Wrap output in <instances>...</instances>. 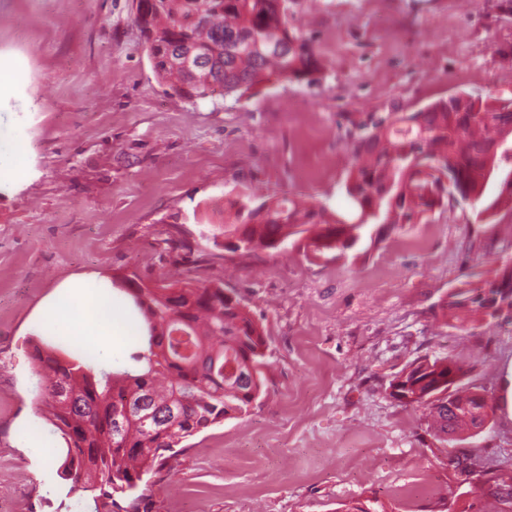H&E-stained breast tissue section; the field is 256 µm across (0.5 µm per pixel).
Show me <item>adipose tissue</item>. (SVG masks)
<instances>
[{"mask_svg":"<svg viewBox=\"0 0 512 512\" xmlns=\"http://www.w3.org/2000/svg\"><path fill=\"white\" fill-rule=\"evenodd\" d=\"M40 323L48 335L92 348L105 362L119 356L131 339L127 323L115 312L111 292L87 287L80 279L69 281L46 301Z\"/></svg>","mask_w":512,"mask_h":512,"instance_id":"adipose-tissue-1","label":"adipose tissue"}]
</instances>
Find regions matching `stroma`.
I'll list each match as a JSON object with an SVG mask.
<instances>
[{
	"label": "stroma",
	"instance_id": "1",
	"mask_svg": "<svg viewBox=\"0 0 512 512\" xmlns=\"http://www.w3.org/2000/svg\"><path fill=\"white\" fill-rule=\"evenodd\" d=\"M315 41L312 81L187 100L153 72L133 0H0V63L25 79L0 99V150L29 146L0 184V512H81L58 468L33 355L36 315L63 282L113 276L223 279L262 325L263 394L188 438L146 490L148 512H493L512 471V321L460 323L440 308L468 274L512 256V161L480 201L391 228L346 258L197 244L199 207L239 195L300 196L341 212L345 126L455 94L512 99V0H288ZM305 169L319 178L298 180ZM451 357L457 385L492 408L446 443L389 383ZM42 433L52 455L24 447Z\"/></svg>",
	"mask_w": 512,
	"mask_h": 512
}]
</instances>
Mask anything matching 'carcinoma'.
<instances>
[{
	"label": "carcinoma",
	"mask_w": 512,
	"mask_h": 512,
	"mask_svg": "<svg viewBox=\"0 0 512 512\" xmlns=\"http://www.w3.org/2000/svg\"><path fill=\"white\" fill-rule=\"evenodd\" d=\"M140 29L158 82L190 100L215 92L243 95L269 83L291 82L318 72L313 39L288 21V0H136ZM512 136V99L482 101L466 95L440 98L417 112H370L345 130L352 162L344 191L345 214L303 205L283 196L256 204L251 196L231 203L236 223L203 237L220 246L233 235L247 251L276 250L305 240L313 258H338L372 234L374 226L424 224L448 206V196L477 202L491 175L487 162L498 139ZM500 279L460 283L465 303L443 301L456 319L486 317L481 288L512 289V270ZM129 313L142 322L146 347L131 354L134 370L106 372L63 343L35 347L44 377L47 420L66 443L60 477L90 494L93 512H147L144 478L169 466L178 447L210 426L242 415L263 393L266 338L245 305L214 280L197 285L139 280L124 289ZM448 377V359L412 365L401 396L426 404L443 435L468 431L488 405L477 394L435 388L426 379ZM64 384L72 401L58 405ZM490 495L512 504V472L493 480Z\"/></svg>",
	"instance_id": "obj_1"
}]
</instances>
